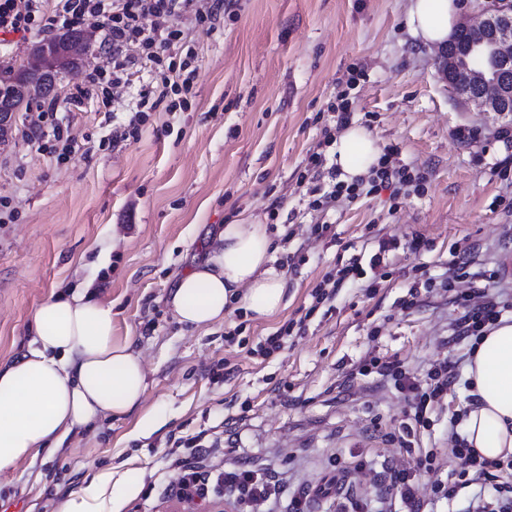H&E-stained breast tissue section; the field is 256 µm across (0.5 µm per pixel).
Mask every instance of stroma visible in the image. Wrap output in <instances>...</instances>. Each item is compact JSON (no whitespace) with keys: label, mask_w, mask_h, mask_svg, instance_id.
<instances>
[{"label":"stroma","mask_w":512,"mask_h":512,"mask_svg":"<svg viewBox=\"0 0 512 512\" xmlns=\"http://www.w3.org/2000/svg\"><path fill=\"white\" fill-rule=\"evenodd\" d=\"M407 8L408 0H237L215 29L186 23L197 53L188 109L146 112L137 140L116 148L113 129L155 84L147 66L131 67L123 98L112 104L73 101L84 83L79 68L58 76L54 117L39 118L34 107L18 113L17 122L40 120L46 132L69 127L81 148L61 162L49 139L16 131L0 150V200L12 210L0 219V359L26 352L34 307L85 281L133 336L148 388L140 410L0 472V512H55L58 497L79 491L119 452L139 457L140 471L118 512H224L208 499L168 494L180 475L175 462L187 455L175 442L197 435L213 447L210 465L244 461L277 481L279 494L257 512H288L292 498L333 474L337 456L364 461L347 486L370 500L395 467L411 472L423 496L450 478L448 428L469 400L465 378L406 451L390 437L406 422L410 398L375 366L395 361L422 380L441 359H469L473 338L453 334L468 296L501 278L512 283V183L494 167L512 152V140L497 136L512 132V116L478 111L448 91L435 47L409 33ZM343 90L353 122L379 147H396L394 164L423 173L418 190L310 208L305 159ZM461 128L475 138L458 140ZM238 222L270 224L284 308L255 320L232 305L223 322L184 327L166 303L169 291L208 257L219 226ZM323 223L329 231L314 233ZM373 235L401 242L383 276L348 282L332 301L313 305V288ZM415 236L424 242L417 252L406 247ZM464 248L468 275L456 293H442ZM413 288L418 297L408 308ZM308 306L304 334L257 353ZM146 411L159 425L135 434ZM430 450L436 468H415L413 455Z\"/></svg>","instance_id":"35a3bbf8"}]
</instances>
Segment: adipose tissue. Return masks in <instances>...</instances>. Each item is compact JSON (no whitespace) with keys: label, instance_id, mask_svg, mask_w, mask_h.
I'll return each instance as SVG.
<instances>
[{"label":"adipose tissue","instance_id":"obj_1","mask_svg":"<svg viewBox=\"0 0 512 512\" xmlns=\"http://www.w3.org/2000/svg\"><path fill=\"white\" fill-rule=\"evenodd\" d=\"M460 10L456 0H410L411 35L428 45L448 43ZM331 158L344 181L378 166L380 148L362 126L338 135ZM285 281L275 265L267 225L228 224L209 257L184 273L167 303L179 322L203 328L223 321L235 304L257 319L284 306ZM32 340L20 358L0 362V471L52 451L74 432L138 409L146 369L133 339L119 335L111 303L77 288L54 294L31 313ZM471 400L461 438L477 455L512 459V320L501 318L477 341L466 366ZM135 461L95 473L80 491L61 497L56 512H110L132 487Z\"/></svg>","mask_w":512,"mask_h":512}]
</instances>
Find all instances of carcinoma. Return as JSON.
<instances>
[{"label":"carcinoma","instance_id":"obj_1","mask_svg":"<svg viewBox=\"0 0 512 512\" xmlns=\"http://www.w3.org/2000/svg\"><path fill=\"white\" fill-rule=\"evenodd\" d=\"M66 39L80 44V52L69 57L54 69L43 71L29 70L21 64L9 70L8 78L0 80V102H7L14 112H20L30 105L32 94L48 97L55 86L58 73L72 69L82 62L84 56L91 51V44L82 41V30L78 29L66 34Z\"/></svg>","mask_w":512,"mask_h":512}]
</instances>
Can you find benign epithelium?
<instances>
[{
	"label": "benign epithelium",
	"mask_w": 512,
	"mask_h": 512,
	"mask_svg": "<svg viewBox=\"0 0 512 512\" xmlns=\"http://www.w3.org/2000/svg\"><path fill=\"white\" fill-rule=\"evenodd\" d=\"M479 30L481 43L459 47V37L445 44L439 54L441 73L448 88L462 101L482 112L497 116L512 114V0H501L497 10L476 21H464L458 32ZM482 54L486 60L480 70L470 67L468 56Z\"/></svg>",
	"instance_id": "7a95c632"
}]
</instances>
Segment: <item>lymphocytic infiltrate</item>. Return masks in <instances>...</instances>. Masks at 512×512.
Here are the masks:
<instances>
[{"label": "lymphocytic infiltrate", "mask_w": 512, "mask_h": 512, "mask_svg": "<svg viewBox=\"0 0 512 512\" xmlns=\"http://www.w3.org/2000/svg\"><path fill=\"white\" fill-rule=\"evenodd\" d=\"M229 5L230 0H211L206 7L199 6L197 0H0V37L51 30L67 32L91 22L98 23L105 30L100 48L111 55L112 68L88 73L86 92L101 94L103 103H111L114 94L126 87L131 64L141 62L153 68L157 83L154 92L143 93L141 101L155 110L166 104L170 90L178 87L186 90L192 83L188 70L195 61L194 55L186 54L179 62L172 59L174 51L184 45V23L214 25ZM394 152V147H386L378 169L350 184L339 181L336 168L326 167L323 151L310 154L306 170L313 180L325 176L331 181L328 191L313 199V207L325 208L339 196L353 198L363 190L375 191L382 186L394 188L398 193L407 190L413 177L407 168L391 165ZM376 243L369 257L354 256L348 265L323 279L311 293L314 304L331 299L338 288L360 274L362 267L375 271L386 267L390 252L398 249L399 243L395 238L383 236ZM478 297V304L456 319L454 335H483L489 325L500 319L502 311L512 305L500 293L487 289L479 291ZM378 372L392 377L400 388L413 394V422L402 428L407 434L413 427L426 426L428 406L443 402L457 377V365L439 362L422 381L408 376L395 362L383 363ZM187 445L193 450V458L183 464V475L176 486L179 497L189 499L208 491L217 497H232L245 507L278 494V485L249 464L239 462L229 469L214 470L206 463L209 451L198 437L189 438ZM452 452L461 461L462 475L471 476L473 481L495 491L490 498L482 494L473 498L468 512H512V461L505 464L488 461L458 444Z\"/></svg>", "instance_id": "1"}]
</instances>
